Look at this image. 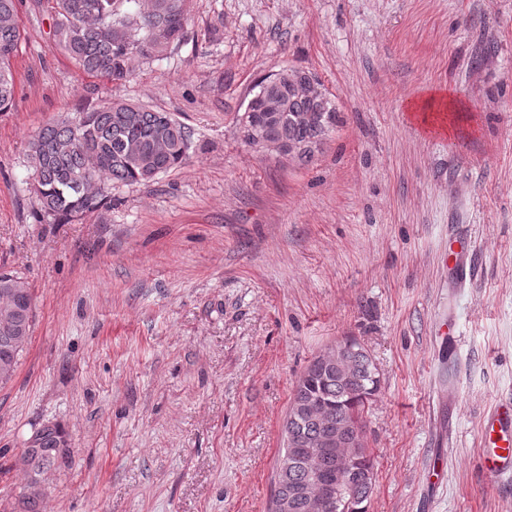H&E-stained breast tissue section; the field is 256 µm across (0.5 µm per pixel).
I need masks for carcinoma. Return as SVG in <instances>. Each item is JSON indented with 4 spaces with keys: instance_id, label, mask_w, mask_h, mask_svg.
I'll return each mask as SVG.
<instances>
[{
    "instance_id": "cac0c4a2",
    "label": "carcinoma",
    "mask_w": 512,
    "mask_h": 512,
    "mask_svg": "<svg viewBox=\"0 0 512 512\" xmlns=\"http://www.w3.org/2000/svg\"><path fill=\"white\" fill-rule=\"evenodd\" d=\"M55 13L54 37L75 66L92 76L123 80L134 63L164 57L184 39L186 0H47ZM22 34L17 0H0V112L15 99L12 59ZM308 72L290 70L280 84L264 79L253 99L263 96L274 106L251 112L255 122H270L275 136L297 148L293 159L309 163L336 127V104L321 82L299 91ZM191 133L168 112L111 101L42 127L29 141L37 215L51 224H70L112 202V185L132 186L182 165ZM9 293L15 310L12 329L31 339L33 293L26 278L0 270V294ZM346 352L328 363L312 364L296 381L282 432L291 436L277 460L270 512H311L309 501L322 500L318 512H369L374 492L375 458L367 441L347 449L352 469L336 470V450L318 442L336 428L366 424L380 390L377 368L365 348L344 339ZM66 440L54 425L41 428L22 455L29 481L16 512H41L40 476L47 466L67 457ZM337 473L338 490L322 497L312 481L317 472Z\"/></svg>"
}]
</instances>
